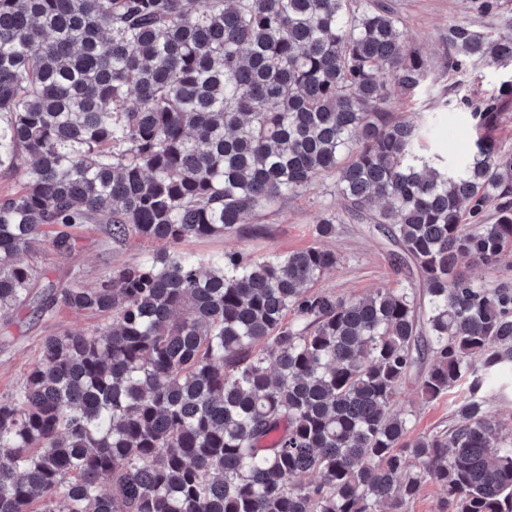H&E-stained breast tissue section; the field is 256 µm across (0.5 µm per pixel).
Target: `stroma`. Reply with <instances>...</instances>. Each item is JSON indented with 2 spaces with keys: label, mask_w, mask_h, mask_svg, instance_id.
<instances>
[{
  "label": "stroma",
  "mask_w": 512,
  "mask_h": 512,
  "mask_svg": "<svg viewBox=\"0 0 512 512\" xmlns=\"http://www.w3.org/2000/svg\"><path fill=\"white\" fill-rule=\"evenodd\" d=\"M403 19L405 33L413 39L431 62L425 84L415 92L392 88V115L398 119L426 116L430 121L425 151L454 161L464 160L476 138L474 120L450 89L451 79L444 75L446 49L442 41L449 20L464 21L476 30H484L483 18L470 9L467 0H387ZM335 219L336 232L317 238L316 224L322 218ZM77 245L68 255L57 254L51 232L40 236L38 257L51 281L65 284L80 279L92 287L106 271L152 261L164 244L137 237L113 240L108 225L88 224L76 230ZM319 245L335 253L338 262L315 283L314 289L351 298L369 294L381 287H394L408 280L407 270L397 269L392 246L374 225L351 215L337 197L334 180L322 177L315 184L286 196L275 208L247 215L237 235L224 238L193 239L179 245L180 253L206 260L227 251H242L261 258L285 255ZM102 318L99 314L60 309L39 314L24 307L10 317L0 319V400L7 399L21 384L29 368L38 360L46 337L65 331H92ZM468 390L459 384L441 397L424 401L416 376L401 385L399 404L412 409L411 435L447 431L454 408Z\"/></svg>",
  "instance_id": "obj_1"
}]
</instances>
